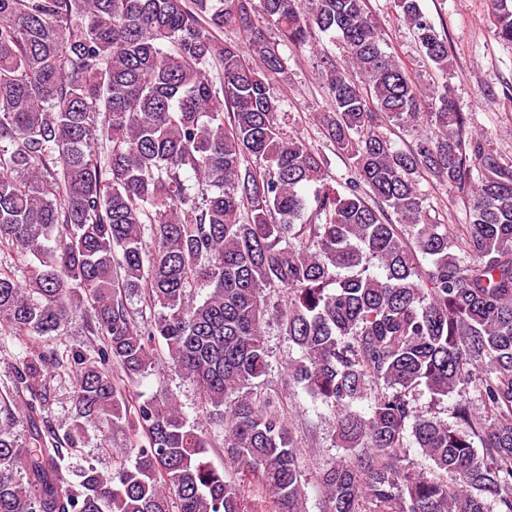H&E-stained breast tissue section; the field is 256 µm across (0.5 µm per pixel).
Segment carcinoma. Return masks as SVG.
Here are the masks:
<instances>
[{
	"label": "carcinoma",
	"mask_w": 512,
	"mask_h": 512,
	"mask_svg": "<svg viewBox=\"0 0 512 512\" xmlns=\"http://www.w3.org/2000/svg\"><path fill=\"white\" fill-rule=\"evenodd\" d=\"M489 2L512 43V0ZM392 7L442 78L428 93L367 0H0V252L25 261L0 266V327L43 345L78 314L98 340L93 358L34 348L0 390V512H303L299 444L261 380L271 320L347 451L320 476L325 512H512V163L458 111L447 36L418 0ZM316 32L347 64L322 54L343 194L275 93L279 45ZM396 127L416 132L404 149ZM423 180L469 223L431 216ZM159 342L236 478L176 399L129 401ZM66 364L60 435L43 413ZM426 393L454 398L453 421ZM101 427L126 433L133 465L82 455ZM53 374L55 376L50 380L48 388L51 400L47 416L53 427L65 428L74 414L71 396L76 385V373L70 366L64 365Z\"/></svg>",
	"instance_id": "1"
}]
</instances>
